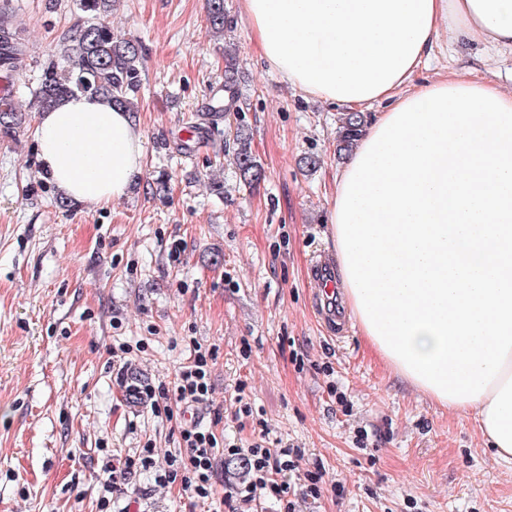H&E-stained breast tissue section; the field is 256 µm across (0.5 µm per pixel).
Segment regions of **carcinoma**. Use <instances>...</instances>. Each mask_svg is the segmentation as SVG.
Instances as JSON below:
<instances>
[{"label":"carcinoma","instance_id":"1","mask_svg":"<svg viewBox=\"0 0 512 512\" xmlns=\"http://www.w3.org/2000/svg\"><path fill=\"white\" fill-rule=\"evenodd\" d=\"M9 0L0 4V72H13L24 52L19 32L13 28L8 13ZM87 19L68 38L64 39L56 59L43 69L40 82L32 93L31 109H44L76 94L101 97L115 107L128 112L136 109L140 86L142 47L133 40L118 39L105 22L112 11V0H79ZM207 20L210 32L224 35L226 15L224 0H207ZM238 68L233 58L224 67V110L211 109L206 113L207 133L215 134L224 113L231 111L238 94ZM336 155H348L357 144L366 117L361 112H346L339 119ZM22 123L21 108L12 96L0 97V134L8 136ZM233 165L242 184L257 189L266 178L262 164L252 149L248 130L237 124L233 134Z\"/></svg>","mask_w":512,"mask_h":512}]
</instances>
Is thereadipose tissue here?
<instances>
[{"mask_svg": "<svg viewBox=\"0 0 512 512\" xmlns=\"http://www.w3.org/2000/svg\"><path fill=\"white\" fill-rule=\"evenodd\" d=\"M262 56L292 87L333 106L371 111L359 138L423 93L477 87L512 109V92L480 76L419 80L440 41L482 38L512 50V0H243ZM41 168L64 197L108 206L144 168L145 145L129 112L77 95L36 115ZM472 413L496 457L512 463V352L484 395L455 402Z\"/></svg>", "mask_w": 512, "mask_h": 512, "instance_id": "adipose-tissue-1", "label": "adipose tissue"}]
</instances>
